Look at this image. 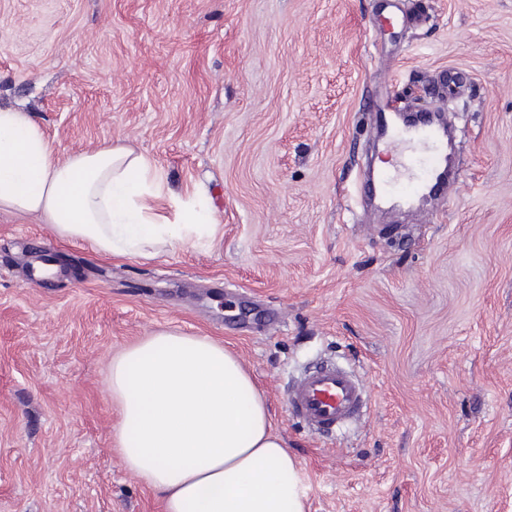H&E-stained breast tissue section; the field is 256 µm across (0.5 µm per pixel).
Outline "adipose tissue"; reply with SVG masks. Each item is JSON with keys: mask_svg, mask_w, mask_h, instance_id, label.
<instances>
[{"mask_svg": "<svg viewBox=\"0 0 512 512\" xmlns=\"http://www.w3.org/2000/svg\"><path fill=\"white\" fill-rule=\"evenodd\" d=\"M163 199L170 214L158 210ZM0 209L121 257L150 258L219 229L198 203L166 199L150 159L128 146L106 140L58 156L22 104L0 105ZM110 384L123 412V462L165 512H306L298 463L224 344L155 333L113 358Z\"/></svg>", "mask_w": 512, "mask_h": 512, "instance_id": "ef3b65f1", "label": "adipose tissue"}]
</instances>
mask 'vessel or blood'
Wrapping results in <instances>:
<instances>
[{
  "label": "vessel or blood",
  "instance_id": "vessel-or-blood-1",
  "mask_svg": "<svg viewBox=\"0 0 512 512\" xmlns=\"http://www.w3.org/2000/svg\"><path fill=\"white\" fill-rule=\"evenodd\" d=\"M371 112L387 149L396 153L395 169L380 170L369 190L374 197L411 204L432 197L448 179V126L421 116L411 123L398 108L373 100ZM368 405L357 375L325 362L304 373L288 392V409L308 428L328 434L362 415Z\"/></svg>",
  "mask_w": 512,
  "mask_h": 512
}]
</instances>
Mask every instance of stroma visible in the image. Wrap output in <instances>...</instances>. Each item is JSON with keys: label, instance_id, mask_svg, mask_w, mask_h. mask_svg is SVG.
<instances>
[{"label": "stroma", "instance_id": "35a3bbf8", "mask_svg": "<svg viewBox=\"0 0 512 512\" xmlns=\"http://www.w3.org/2000/svg\"><path fill=\"white\" fill-rule=\"evenodd\" d=\"M0 0V103L58 154L112 139L199 199L214 241L111 257L0 211V512H164L123 464L114 355L157 331L236 353L308 512H512V0ZM452 94L437 90L443 74ZM450 113L456 179L366 207L369 103ZM56 259L30 278L40 254ZM336 360L370 409L288 410Z\"/></svg>", "mask_w": 512, "mask_h": 512}]
</instances>
